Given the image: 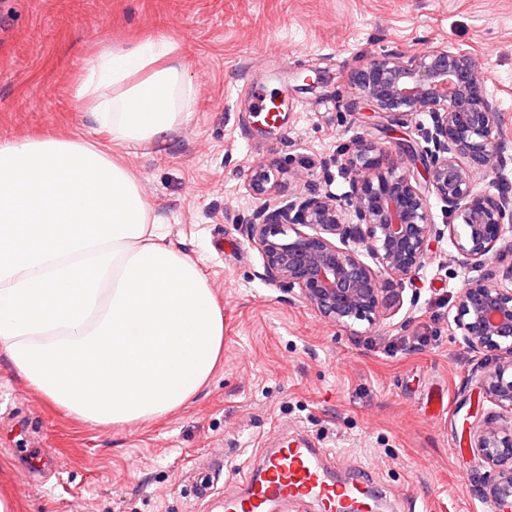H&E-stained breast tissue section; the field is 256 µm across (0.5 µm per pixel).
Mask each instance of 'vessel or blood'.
<instances>
[{"label": "vessel or blood", "instance_id": "1", "mask_svg": "<svg viewBox=\"0 0 512 512\" xmlns=\"http://www.w3.org/2000/svg\"><path fill=\"white\" fill-rule=\"evenodd\" d=\"M325 459V450L309 440L283 442L263 456L240 493L225 496L224 512H271L307 500L321 512H371L369 472L357 468L339 478Z\"/></svg>", "mask_w": 512, "mask_h": 512}]
</instances>
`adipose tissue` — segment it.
<instances>
[{"instance_id":"adipose-tissue-1","label":"adipose tissue","mask_w":512,"mask_h":512,"mask_svg":"<svg viewBox=\"0 0 512 512\" xmlns=\"http://www.w3.org/2000/svg\"><path fill=\"white\" fill-rule=\"evenodd\" d=\"M84 69L77 106L108 146L52 132L0 143V351L56 406L116 426L198 393L224 350V312L112 156L190 121L177 45L106 40Z\"/></svg>"}]
</instances>
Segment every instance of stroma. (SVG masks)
I'll list each match as a JSON object with an SVG mask.
<instances>
[{"instance_id":"35a3bbf8","label":"stroma","mask_w":512,"mask_h":512,"mask_svg":"<svg viewBox=\"0 0 512 512\" xmlns=\"http://www.w3.org/2000/svg\"><path fill=\"white\" fill-rule=\"evenodd\" d=\"M176 42L198 104L164 144L133 149L135 173L167 242L200 260L224 310V352L206 386L165 417L112 427L84 424L28 386L0 355V500L10 512H224L261 449L302 435L369 469L383 512L403 496L430 512H493L470 493L488 464L470 448L464 420L477 371L497 352H473L456 330L452 302L477 269L460 266L443 231L419 279L413 313L387 308L360 334L333 326L260 277V253L236 224L257 201L248 191L262 161L289 165L297 190L315 183L344 195L336 172L306 169L354 135L397 150L423 149L428 113L392 122L369 112L349 80L384 52L445 44L481 64L512 144V0H0V142L43 132L90 138L74 81L105 39ZM318 70L322 88L289 94L294 72ZM288 94L281 126H264L252 91ZM427 333V347L396 339ZM446 393L441 413L427 391ZM41 453L28 468L18 449ZM223 457L218 493L196 501L186 471Z\"/></svg>"}]
</instances>
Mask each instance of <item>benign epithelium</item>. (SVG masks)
<instances>
[{
    "label": "benign epithelium",
    "mask_w": 512,
    "mask_h": 512,
    "mask_svg": "<svg viewBox=\"0 0 512 512\" xmlns=\"http://www.w3.org/2000/svg\"><path fill=\"white\" fill-rule=\"evenodd\" d=\"M350 79L375 113L395 119L429 113L426 149L404 144L393 154L362 136L341 143L320 168L336 166L349 187L344 200L311 185L272 204L265 197L280 169L258 164L249 190L261 204L237 223L261 255L265 281L338 327L372 326L431 256L437 230L417 171L426 158V179L447 208L456 259L481 270L456 295L454 325L470 349L501 355L478 388L509 416L473 433L471 448L492 468L473 491L512 512V289L501 285L512 282V264L501 270L494 262L512 253V184L500 183L495 196L477 187L478 174L494 171L507 149L502 113L479 62L447 45L373 57Z\"/></svg>",
    "instance_id": "7a95c632"
}]
</instances>
